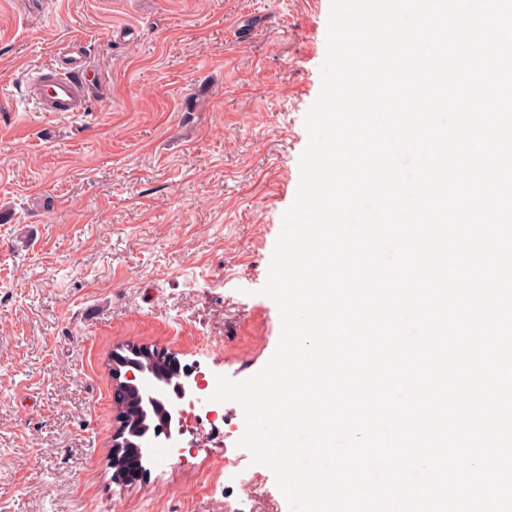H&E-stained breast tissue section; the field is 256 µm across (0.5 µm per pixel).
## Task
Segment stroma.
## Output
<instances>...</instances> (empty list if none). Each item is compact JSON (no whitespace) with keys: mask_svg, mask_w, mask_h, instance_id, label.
I'll return each mask as SVG.
<instances>
[{"mask_svg":"<svg viewBox=\"0 0 512 512\" xmlns=\"http://www.w3.org/2000/svg\"><path fill=\"white\" fill-rule=\"evenodd\" d=\"M330 0H0V512H290L273 473L188 412L191 448L112 481V354L174 355L206 380L272 357L261 295L321 90ZM82 44L87 111L25 96Z\"/></svg>","mask_w":512,"mask_h":512,"instance_id":"stroma-1","label":"stroma"}]
</instances>
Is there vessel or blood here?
<instances>
[{"instance_id":"vessel-or-blood-1","label":"vessel or blood","mask_w":512,"mask_h":512,"mask_svg":"<svg viewBox=\"0 0 512 512\" xmlns=\"http://www.w3.org/2000/svg\"><path fill=\"white\" fill-rule=\"evenodd\" d=\"M93 94L85 58L70 45L60 48L53 63L34 70L28 80V96L42 112L86 111Z\"/></svg>"}]
</instances>
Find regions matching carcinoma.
Listing matches in <instances>:
<instances>
[{
    "label": "carcinoma",
    "mask_w": 512,
    "mask_h": 512,
    "mask_svg": "<svg viewBox=\"0 0 512 512\" xmlns=\"http://www.w3.org/2000/svg\"><path fill=\"white\" fill-rule=\"evenodd\" d=\"M128 368L145 377H161V383L171 386L179 378L180 369L161 350L132 347L127 354L113 356L112 380L114 391L122 398L119 412L120 428L112 446V481L119 484L133 483L146 475L143 462L131 464L133 451L154 433L167 418L165 400L149 399L131 380L122 378Z\"/></svg>",
    "instance_id": "carcinoma-1"
}]
</instances>
